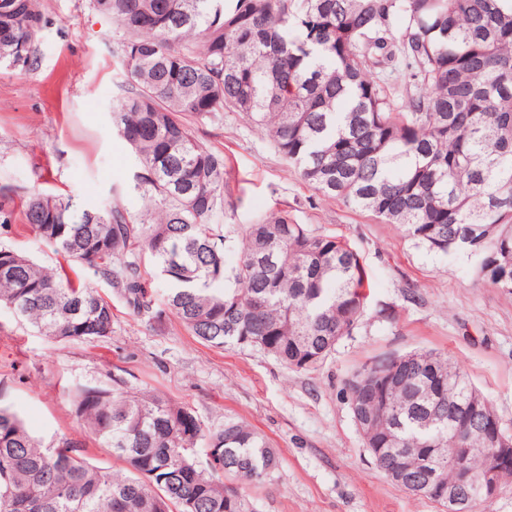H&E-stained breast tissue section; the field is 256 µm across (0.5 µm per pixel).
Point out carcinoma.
<instances>
[{"label":"carcinoma","mask_w":512,"mask_h":512,"mask_svg":"<svg viewBox=\"0 0 512 512\" xmlns=\"http://www.w3.org/2000/svg\"><path fill=\"white\" fill-rule=\"evenodd\" d=\"M39 0L0 13L14 42L0 63L28 68L41 28ZM121 32L116 134L139 164L133 214L113 195L105 209L30 191L31 230L65 259L87 264L137 314L174 316L203 343L273 357L288 369L322 364L363 314L358 254L286 210L254 224H223L237 209L224 154L194 125L236 112L259 129L302 180L397 224L430 252L463 251L475 274L512 294V0H93ZM403 23L402 42L392 36ZM414 68L420 91L397 102L376 68ZM240 246L227 266L230 243ZM168 292L158 304L142 262ZM0 304L55 341L112 336V306L64 270L45 269L0 245ZM363 445L416 494L456 481L463 446L482 430L455 418L477 398L499 419L462 365L433 350L378 357L346 381ZM85 432L124 465L93 464L78 442L28 432L0 406V512H254L246 487L280 465L276 449L244 421L210 428L164 395L78 386ZM512 471L495 453L470 461Z\"/></svg>","instance_id":"obj_1"}]
</instances>
